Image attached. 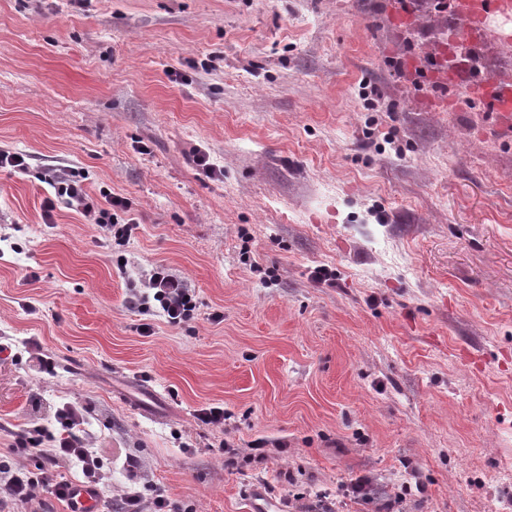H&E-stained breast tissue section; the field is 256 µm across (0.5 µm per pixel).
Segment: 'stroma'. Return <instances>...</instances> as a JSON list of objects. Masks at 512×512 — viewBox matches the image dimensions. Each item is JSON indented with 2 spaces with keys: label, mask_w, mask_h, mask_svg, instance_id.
I'll return each mask as SVG.
<instances>
[{
  "label": "stroma",
  "mask_w": 512,
  "mask_h": 512,
  "mask_svg": "<svg viewBox=\"0 0 512 512\" xmlns=\"http://www.w3.org/2000/svg\"><path fill=\"white\" fill-rule=\"evenodd\" d=\"M460 2L0 0V458L71 404L103 512H512V123L422 74ZM74 169L129 241L44 223ZM157 266L193 320L133 306Z\"/></svg>",
  "instance_id": "35a3bbf8"
}]
</instances>
